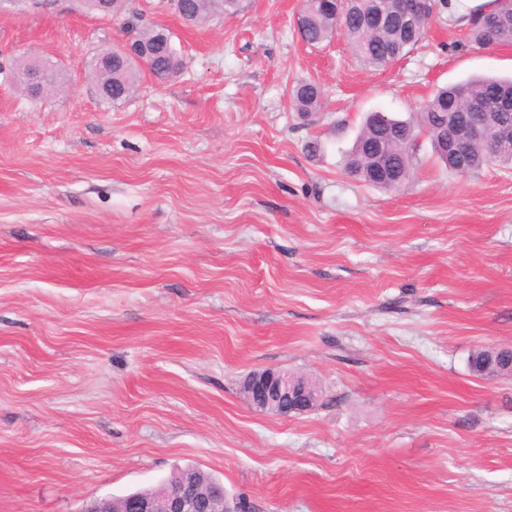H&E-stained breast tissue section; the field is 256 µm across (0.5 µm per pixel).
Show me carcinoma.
<instances>
[{
  "label": "carcinoma",
  "mask_w": 512,
  "mask_h": 512,
  "mask_svg": "<svg viewBox=\"0 0 512 512\" xmlns=\"http://www.w3.org/2000/svg\"><path fill=\"white\" fill-rule=\"evenodd\" d=\"M375 0H306L309 16L307 24L298 29L299 37L311 46H319L342 32L351 46L356 59L366 67L381 68L404 55L424 38V24L429 20V12L418 13L413 21V32L406 33L395 21L384 25L372 23L371 11ZM243 0H184L183 9L188 21L203 25L217 12L236 14L243 10ZM498 18L502 24L491 29L483 20ZM459 21L467 23L466 40L469 44L491 40L497 45H512V0H487L461 16ZM140 17L133 13L127 24L136 30L145 43L148 54L142 60L114 58L109 63L89 64L90 75L97 85L112 83L111 101L119 102L129 96L137 84L138 70L148 71L160 82L169 81L180 72L181 63L175 48L167 44L170 34H161L154 26L139 27ZM41 73L36 86L43 95L50 94L59 82L58 74L50 65L40 64ZM296 111L301 116L313 114L320 109L322 99L320 88L312 82H300L291 89ZM500 100L512 104V79L477 77L439 89L422 107L416 117L409 120L392 118L382 112L368 116L360 128L352 147L345 156V168L356 178L376 185L372 180L373 154L368 145L377 134L385 129L400 136L401 144L393 147L385 163L398 172L413 174L418 164L417 151L407 147L406 128H411L413 136L424 133L433 142H439L440 120L448 112L456 113L460 123L470 122L483 103ZM469 165L459 171L461 175H471L484 166L500 162L512 163V140L490 152L483 140H475L467 147ZM184 477H192L203 489L211 491L224 488V484L203 470L187 466L177 470L171 478L175 482Z\"/></svg>",
  "instance_id": "cac0c4a2"
}]
</instances>
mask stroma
Here are the masks:
<instances>
[{
    "label": "stroma",
    "instance_id": "obj_1",
    "mask_svg": "<svg viewBox=\"0 0 512 512\" xmlns=\"http://www.w3.org/2000/svg\"><path fill=\"white\" fill-rule=\"evenodd\" d=\"M169 29L183 70L101 97L87 63L129 34L79 0L0 6V60L60 64L32 99L0 79V512H82L195 466L249 512H512V167L448 173L422 144L398 191L346 174L367 113L512 76L435 18L383 69L312 47L300 0ZM321 109L298 117L290 89ZM319 141L310 156L306 145ZM311 378L309 413L251 409L243 379ZM296 111L300 116H308L320 109L322 99L320 88L312 82H300L291 89Z\"/></svg>",
    "mask_w": 512,
    "mask_h": 512
}]
</instances>
